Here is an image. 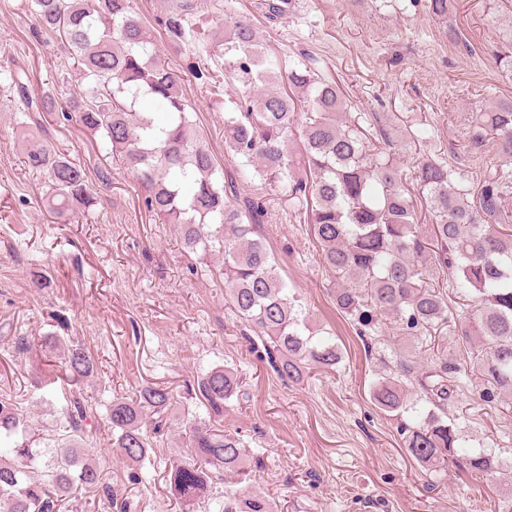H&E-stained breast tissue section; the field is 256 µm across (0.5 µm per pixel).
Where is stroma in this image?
I'll list each match as a JSON object with an SVG mask.
<instances>
[{"label":"stroma","instance_id":"35a3bbf8","mask_svg":"<svg viewBox=\"0 0 512 512\" xmlns=\"http://www.w3.org/2000/svg\"><path fill=\"white\" fill-rule=\"evenodd\" d=\"M186 2L133 0L225 177L238 168L225 151L224 114L242 86L230 79L214 94L192 66L212 53L213 32L238 20L270 53L336 81L348 118L385 133L404 170L430 159L465 174L476 192L484 169H512L492 138L472 139L478 109L512 100V72L498 62L512 51V0H452L441 20L424 0H294L274 20L260 0H204L188 20L207 38L174 45L163 21ZM17 64L32 68L33 91L54 102L41 128L25 127L3 84ZM79 81L67 43L32 24L27 0H0V399L45 446L67 435L69 397L83 399L86 440L102 471L96 490L74 488L59 512H181L167 471L186 456L189 423L207 418L188 389L217 366L237 369L244 383L247 399L225 408L223 426L246 443L250 473L215 480L211 512L233 491L260 493L276 512H490L503 481L456 465L432 478L369 395L372 381L398 374L401 363L424 369L448 354L466 382L451 409L466 447L512 446V407L480 401L470 346L449 327L432 336L385 318L378 339L358 335L336 308V279L310 225L273 202L263 235L278 272L302 296L312 327L333 333L341 350L336 367L304 380L277 375L225 298L221 255L189 251L176 225L152 220L135 177L101 135L63 119ZM42 141L84 168L93 206L50 210L45 177L24 165L30 144ZM75 343L94 370L70 385L62 361ZM151 382L168 387L173 406L148 458L131 466L112 448L107 414L114 399Z\"/></svg>","mask_w":512,"mask_h":512}]
</instances>
